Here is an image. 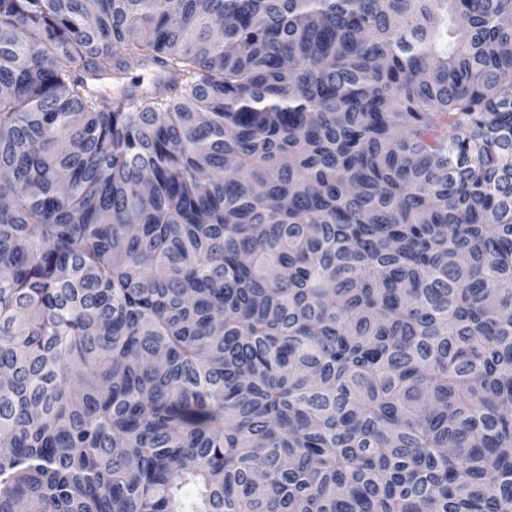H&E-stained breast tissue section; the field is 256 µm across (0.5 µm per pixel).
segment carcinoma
I'll return each instance as SVG.
<instances>
[{
  "instance_id": "obj_1",
  "label": "carcinoma",
  "mask_w": 512,
  "mask_h": 512,
  "mask_svg": "<svg viewBox=\"0 0 512 512\" xmlns=\"http://www.w3.org/2000/svg\"><path fill=\"white\" fill-rule=\"evenodd\" d=\"M0 200V512H512V0H0Z\"/></svg>"
}]
</instances>
